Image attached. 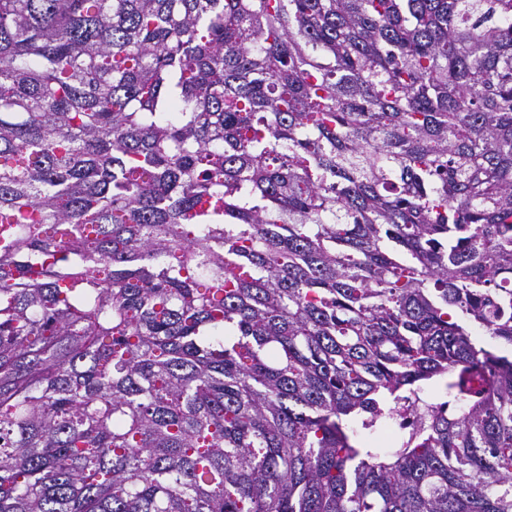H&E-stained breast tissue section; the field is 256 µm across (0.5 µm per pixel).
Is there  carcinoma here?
Returning a JSON list of instances; mask_svg holds the SVG:
<instances>
[{
	"label": "carcinoma",
	"instance_id": "cac0c4a2",
	"mask_svg": "<svg viewBox=\"0 0 512 512\" xmlns=\"http://www.w3.org/2000/svg\"><path fill=\"white\" fill-rule=\"evenodd\" d=\"M475 327L512 0H0V512H512Z\"/></svg>",
	"mask_w": 512,
	"mask_h": 512
}]
</instances>
